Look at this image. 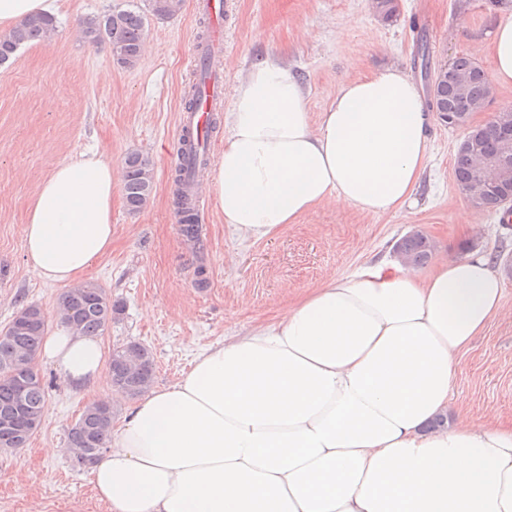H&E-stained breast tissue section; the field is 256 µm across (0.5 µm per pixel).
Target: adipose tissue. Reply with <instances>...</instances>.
Instances as JSON below:
<instances>
[{
	"label": "adipose tissue",
	"instance_id": "1",
	"mask_svg": "<svg viewBox=\"0 0 512 512\" xmlns=\"http://www.w3.org/2000/svg\"><path fill=\"white\" fill-rule=\"evenodd\" d=\"M512 85V15L487 43ZM278 58L234 86L208 174L234 232L266 240L333 202L376 216L412 204L429 162V114L401 67L343 82L318 127ZM125 169L103 152L56 163L28 205L26 260L72 285L112 250ZM491 259L438 255L329 274L270 321L201 348L191 371L125 415L92 483L108 512H512V423L458 412V357L503 312ZM43 354L80 390L105 371L101 337L60 328Z\"/></svg>",
	"mask_w": 512,
	"mask_h": 512
}]
</instances>
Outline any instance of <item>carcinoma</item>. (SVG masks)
I'll return each mask as SVG.
<instances>
[{
    "label": "carcinoma",
    "mask_w": 512,
    "mask_h": 512,
    "mask_svg": "<svg viewBox=\"0 0 512 512\" xmlns=\"http://www.w3.org/2000/svg\"><path fill=\"white\" fill-rule=\"evenodd\" d=\"M182 0H148L151 15L165 18L175 14ZM52 18L29 19L10 34L0 36V65L18 58L25 45L47 38L54 30ZM146 15L134 9H115L100 16L89 17L82 25V34L90 42H108L117 49L113 61L123 67H134L146 35ZM493 90L482 75V68L469 55L456 57L443 72L435 90L434 104L428 110L444 114L468 116ZM500 132L496 125L483 126L481 156H497ZM126 183L124 199L131 213L140 211L154 191V164L143 153L132 152L125 159ZM476 172L475 158L460 150L454 159L456 181L467 183ZM397 253L414 266H423L432 256V249L417 232L404 236L396 245ZM27 328L5 335L0 331V448H22L40 428L46 407L45 385L34 370L47 333L50 318L37 305L20 309ZM118 314V307L94 281H84L67 290L54 312L55 320L84 336H99ZM112 387L129 398L143 394L155 375L153 353L146 346L130 342L115 348L109 359ZM114 411L112 404L98 401L86 406L68 435V448L79 467H88L99 460L112 435Z\"/></svg>",
    "instance_id": "1"
}]
</instances>
